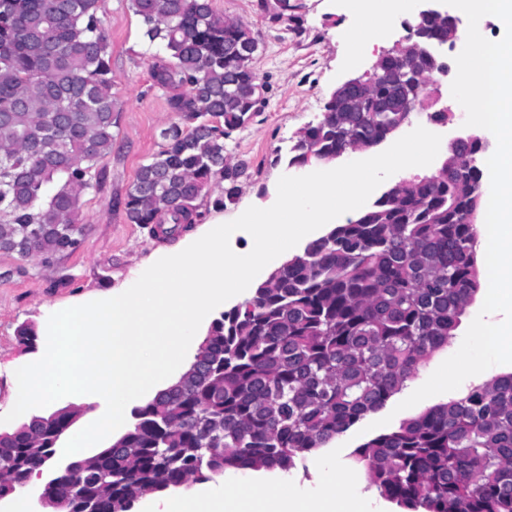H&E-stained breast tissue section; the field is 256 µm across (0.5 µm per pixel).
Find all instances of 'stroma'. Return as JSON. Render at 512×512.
<instances>
[{
    "instance_id": "1",
    "label": "stroma",
    "mask_w": 512,
    "mask_h": 512,
    "mask_svg": "<svg viewBox=\"0 0 512 512\" xmlns=\"http://www.w3.org/2000/svg\"><path fill=\"white\" fill-rule=\"evenodd\" d=\"M294 2L291 18L275 21L259 0H213L219 13L242 20L259 42L250 66L263 86L264 103L248 126L233 132L226 142L232 160L248 165L237 200L224 210L214 208L213 201L222 191L219 182H212L200 207L204 219L220 214L229 222L248 207L272 206L277 182L289 169L290 148L297 134L320 120L339 84L369 70L384 49L406 34L408 19L398 14L377 41L368 43L347 0ZM99 16L110 36L112 95L121 108L119 125L114 130L112 153L101 163L106 175L83 198L80 248L49 264L0 251V415L13 407L14 363L28 355L18 340L19 327L28 324L40 329L54 308L98 296L139 277L149 258L166 248L165 242L149 236L146 229L128 223L119 201L140 165L158 150L161 130L178 116L168 104L167 92L153 84L141 19L129 9L127 0H101ZM340 29L350 31L349 40L336 38ZM483 302V295L475 296L447 346L431 355L386 408L368 414L366 423L388 417L397 425L468 392L464 384L411 408L399 407L461 345Z\"/></svg>"
}]
</instances>
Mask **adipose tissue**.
<instances>
[{"label": "adipose tissue", "mask_w": 512, "mask_h": 512, "mask_svg": "<svg viewBox=\"0 0 512 512\" xmlns=\"http://www.w3.org/2000/svg\"><path fill=\"white\" fill-rule=\"evenodd\" d=\"M316 466L322 472L320 489L303 495L291 480L277 482L278 491L262 495L255 481H228L225 484L203 487L194 496L178 493L152 501L148 512H244L242 505L258 502V512H373L370 501L358 491L357 473L328 464L318 459Z\"/></svg>", "instance_id": "ef3b65f1"}]
</instances>
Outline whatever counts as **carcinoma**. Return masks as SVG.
<instances>
[{"label":"carcinoma","instance_id":"carcinoma-1","mask_svg":"<svg viewBox=\"0 0 512 512\" xmlns=\"http://www.w3.org/2000/svg\"><path fill=\"white\" fill-rule=\"evenodd\" d=\"M152 55L154 86L172 92L179 121L161 131L123 209L153 237L174 239L202 216L210 183L217 207L235 202L247 167L225 140L258 111L250 62L258 40L212 0H129ZM99 0H0V251L48 263L80 246L82 197L118 125L111 44ZM423 45L445 38L440 18L412 24ZM440 65L422 55L421 102ZM396 72L356 105L330 95L321 119L296 137L289 165L378 145L398 112H373ZM404 179L357 218L336 224L286 260L208 327L181 389L133 410L134 422L96 454L58 469L50 488L71 512H131L146 493L208 481L227 469L289 471L385 407L419 366L448 345L480 291V176ZM71 408L0 437V497L29 487L79 418ZM156 448L172 455L157 456ZM197 448H207L204 455ZM370 483L408 512H512V373L472 387L356 448Z\"/></svg>","mask_w":512,"mask_h":512}]
</instances>
